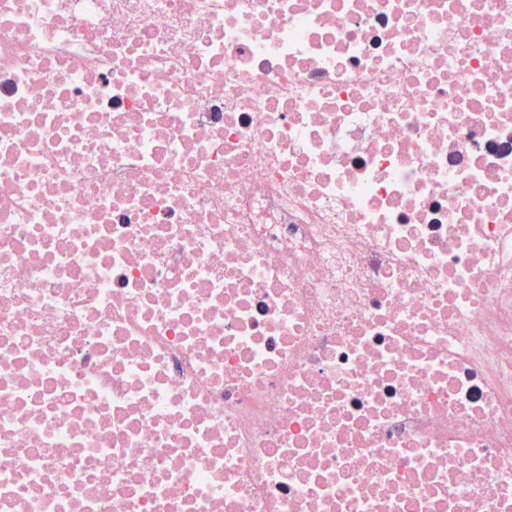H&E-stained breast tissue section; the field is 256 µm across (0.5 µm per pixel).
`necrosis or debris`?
I'll list each match as a JSON object with an SVG mask.
<instances>
[{"mask_svg": "<svg viewBox=\"0 0 512 512\" xmlns=\"http://www.w3.org/2000/svg\"><path fill=\"white\" fill-rule=\"evenodd\" d=\"M0 512H512V0H0Z\"/></svg>", "mask_w": 512, "mask_h": 512, "instance_id": "4bbe7bcc", "label": "necrosis or debris"}]
</instances>
